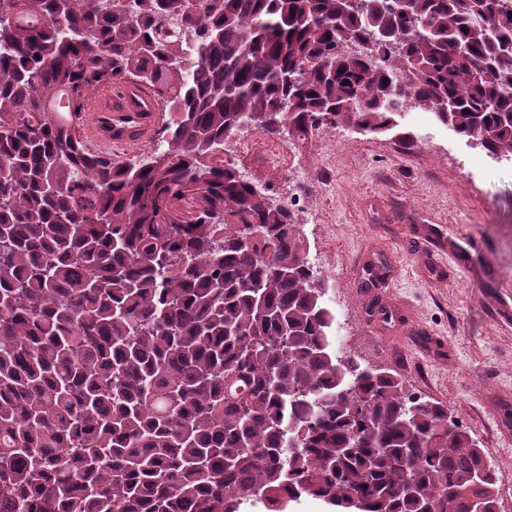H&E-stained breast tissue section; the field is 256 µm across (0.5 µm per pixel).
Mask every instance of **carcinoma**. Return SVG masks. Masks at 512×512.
I'll list each match as a JSON object with an SVG mask.
<instances>
[{"label":"carcinoma","instance_id":"1","mask_svg":"<svg viewBox=\"0 0 512 512\" xmlns=\"http://www.w3.org/2000/svg\"><path fill=\"white\" fill-rule=\"evenodd\" d=\"M124 83L164 119L118 164L78 115ZM409 108L512 160V0H0V512H496L486 451L339 356L297 221L224 161L246 121Z\"/></svg>","mask_w":512,"mask_h":512}]
</instances>
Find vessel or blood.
Segmentation results:
<instances>
[{
  "label": "vessel or blood",
  "mask_w": 512,
  "mask_h": 512,
  "mask_svg": "<svg viewBox=\"0 0 512 512\" xmlns=\"http://www.w3.org/2000/svg\"><path fill=\"white\" fill-rule=\"evenodd\" d=\"M160 122L149 93L125 84L101 87L80 114L84 138L104 150L149 140Z\"/></svg>",
  "instance_id": "obj_1"
}]
</instances>
